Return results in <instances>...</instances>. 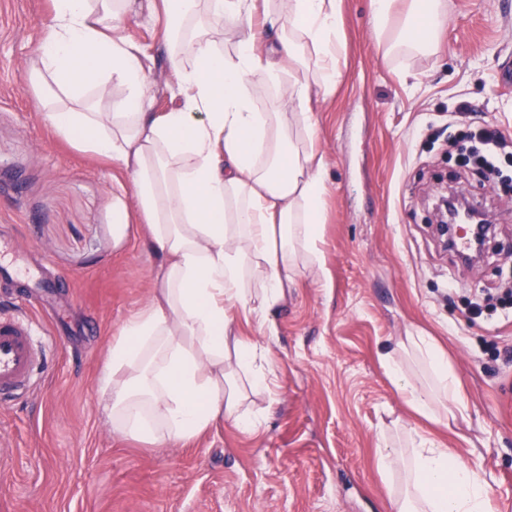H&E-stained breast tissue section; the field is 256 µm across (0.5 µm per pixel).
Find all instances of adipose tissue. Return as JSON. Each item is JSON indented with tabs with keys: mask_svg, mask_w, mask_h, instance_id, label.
<instances>
[{
	"mask_svg": "<svg viewBox=\"0 0 512 512\" xmlns=\"http://www.w3.org/2000/svg\"><path fill=\"white\" fill-rule=\"evenodd\" d=\"M341 0H54L30 72L37 109L78 149L130 176L135 216L160 256L150 303L108 348L100 391L113 430L160 445L188 442L228 421L245 433L263 419L248 392L270 391L269 353L234 330L243 314L264 336L304 266L321 262L325 161L314 150L313 98L340 74ZM369 0L384 52L427 49L445 0ZM163 10L166 67L177 91L152 111L141 49L123 33L136 14ZM237 37L222 51L226 33ZM279 88V111L253 91ZM431 373L419 389L405 365L397 387L428 419L453 414L458 379L430 338L408 339ZM407 475L395 512H491L476 469L448 448L390 450Z\"/></svg>",
	"mask_w": 512,
	"mask_h": 512,
	"instance_id": "adipose-tissue-1",
	"label": "adipose tissue"
}]
</instances>
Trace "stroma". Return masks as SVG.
<instances>
[{
    "label": "stroma",
    "instance_id": "35a3bbf8",
    "mask_svg": "<svg viewBox=\"0 0 512 512\" xmlns=\"http://www.w3.org/2000/svg\"><path fill=\"white\" fill-rule=\"evenodd\" d=\"M431 48L384 54L368 0H343L345 41L333 92L314 102L326 163L323 266L301 269L275 313V387L254 394L258 434L219 422L155 447L112 433L99 398L108 345L155 287L158 254L112 167L39 116L30 64L52 0H0V264L42 265L49 289L0 277V307L28 300L56 338L33 392L0 400V512H391L405 488L383 449L416 436L480 464L493 512H512V308L473 319L470 302L512 281V146L489 186L461 167L449 134L488 121L512 135V0H447ZM126 33L153 77V109L171 104L162 15ZM471 113H461L462 104ZM468 195L495 227L482 265H461L436 237L430 198ZM410 336L433 337L466 406L418 416L382 361Z\"/></svg>",
    "mask_w": 512,
    "mask_h": 512
}]
</instances>
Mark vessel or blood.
I'll return each instance as SVG.
<instances>
[{
	"label": "vessel or blood",
	"instance_id": "vessel-or-blood-1",
	"mask_svg": "<svg viewBox=\"0 0 512 512\" xmlns=\"http://www.w3.org/2000/svg\"><path fill=\"white\" fill-rule=\"evenodd\" d=\"M38 340L37 324L26 309L0 314V395L32 390Z\"/></svg>",
	"mask_w": 512,
	"mask_h": 512
}]
</instances>
